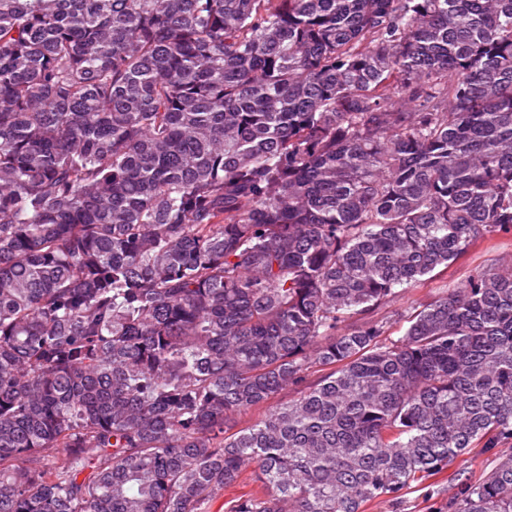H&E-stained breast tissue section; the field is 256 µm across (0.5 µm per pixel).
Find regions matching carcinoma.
<instances>
[{"label":"carcinoma","instance_id":"obj_1","mask_svg":"<svg viewBox=\"0 0 512 512\" xmlns=\"http://www.w3.org/2000/svg\"><path fill=\"white\" fill-rule=\"evenodd\" d=\"M510 232L512 0H0V512H512ZM512 257V233L500 234L493 239L474 246L471 251L456 263L446 267L439 266L431 274V277L413 288L407 290L393 302L376 310L375 318L387 322V333L397 338L402 336L408 323L404 316L410 313L421 303L431 301L437 297L441 288H445L448 282L456 283L465 281L474 268L487 261L502 257ZM324 372H310L309 376L307 377V380L303 383V385L296 389V388H288L286 390L281 391L279 394H277L274 398H272L268 403L252 407L249 409H245L237 414H235L230 422L229 425L232 428L231 432L247 428L251 425H253L255 422H257L259 419L262 418L264 413L267 411L269 406H274L277 404H283L287 403L288 400L293 399L299 395V392L309 386V384L316 383L320 377L322 376ZM492 453L493 452L485 451L484 448H472L470 453L465 456L466 462L463 463V465L460 466V464H456L443 475L445 481L448 479V473L450 474L455 470H458L457 473L461 472L460 476H458L460 480L478 476L491 462L493 458ZM462 468L465 469L459 471V469ZM437 488L415 487L405 491L397 504L374 501L365 506L364 512H448L452 491L442 492Z\"/></svg>","mask_w":512,"mask_h":512}]
</instances>
